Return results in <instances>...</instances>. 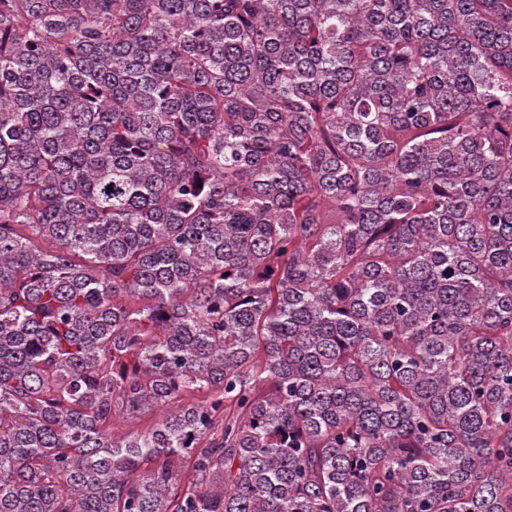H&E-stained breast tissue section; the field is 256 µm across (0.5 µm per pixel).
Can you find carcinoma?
<instances>
[{
    "mask_svg": "<svg viewBox=\"0 0 512 512\" xmlns=\"http://www.w3.org/2000/svg\"><path fill=\"white\" fill-rule=\"evenodd\" d=\"M0 512H512V0H0Z\"/></svg>",
    "mask_w": 512,
    "mask_h": 512,
    "instance_id": "carcinoma-1",
    "label": "carcinoma"
}]
</instances>
